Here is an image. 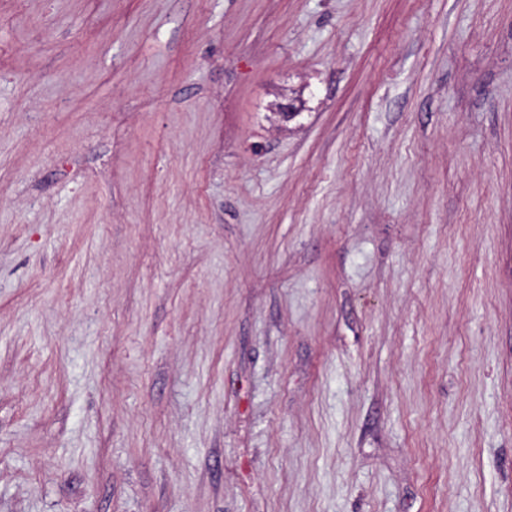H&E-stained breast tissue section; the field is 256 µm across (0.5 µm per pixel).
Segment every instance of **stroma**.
I'll list each match as a JSON object with an SVG mask.
<instances>
[{"label":"stroma","mask_w":512,"mask_h":512,"mask_svg":"<svg viewBox=\"0 0 512 512\" xmlns=\"http://www.w3.org/2000/svg\"><path fill=\"white\" fill-rule=\"evenodd\" d=\"M0 512H512V0H0Z\"/></svg>","instance_id":"stroma-1"}]
</instances>
